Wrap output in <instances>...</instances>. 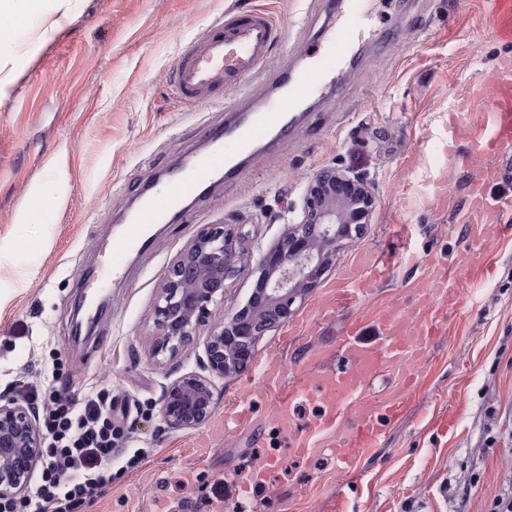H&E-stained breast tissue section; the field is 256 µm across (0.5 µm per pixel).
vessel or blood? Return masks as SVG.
Returning <instances> with one entry per match:
<instances>
[{"mask_svg":"<svg viewBox=\"0 0 512 512\" xmlns=\"http://www.w3.org/2000/svg\"><path fill=\"white\" fill-rule=\"evenodd\" d=\"M363 0H344V9L312 53L310 64L289 70V87L274 108L240 110L223 128L208 132L211 149L193 154L171 174L170 186L161 195L148 197L112 243L113 268L124 266L129 253H146L144 227L170 216L182 215L186 198L209 188L216 178L237 171L241 160L253 159L257 146L271 130L286 125L302 106L347 66L361 39L356 16ZM484 16L493 36L512 43V0H485ZM277 30L265 11L251 9L230 13L224 23L201 35L185 53L174 71L173 86L181 104L192 105L222 96L225 90L240 88L242 80L265 63ZM479 112H471L472 104ZM470 115L448 124L451 143L461 141L469 152L451 151L452 165L471 170V201L464 219L470 223L477 243L490 244L512 227V197L487 196V183L503 179L508 160L504 151L512 146V63L504 62L486 70L471 85L462 101ZM236 145L226 154L225 141ZM489 156V163L474 164L473 154ZM393 236L398 243L394 256L385 258L366 250L340 275L335 288L316 305L320 317L335 310L366 302L373 283L386 275L394 261L415 260L416 251L409 225L397 224ZM431 287L419 289L414 308L395 306L382 309L374 318V340L363 336V325L350 323L332 347L313 349L304 356L292 382L284 380V361L274 352L260 360L255 375L271 402L266 420L287 433L290 445L300 453L330 455L339 473L353 471L367 449L377 447L387 432L386 423L398 419L410 402L422 376L420 364L429 344L444 333L449 312L462 296L460 280L449 278L445 269L431 267ZM395 373L397 386L380 395L371 393L375 380ZM315 408L307 431L291 430L296 405ZM252 422L249 399L232 402L224 410L225 432H237Z\"/></svg>","mask_w":512,"mask_h":512,"instance_id":"b4317fda","label":"vessel or blood"}]
</instances>
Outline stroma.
<instances>
[{
    "instance_id": "obj_1",
    "label": "stroma",
    "mask_w": 512,
    "mask_h": 512,
    "mask_svg": "<svg viewBox=\"0 0 512 512\" xmlns=\"http://www.w3.org/2000/svg\"><path fill=\"white\" fill-rule=\"evenodd\" d=\"M249 9L269 12L280 33L267 62L242 81L249 104L264 109L327 24L305 0H74L68 15L54 14L50 38L42 20L18 34L11 96L0 105V396L16 400L40 385L58 357L53 392L77 399L111 386L112 485L87 512H211L219 481L229 491L226 512H493L496 499L512 495V232L478 245L432 199L444 177L455 208L467 200L466 172H442L454 92L512 59L484 24L482 0H367L358 19L366 45L351 67L235 177L190 203L191 222L147 226L150 256L130 255L111 271L126 205L166 186L167 171L187 154L206 150V131L223 127L239 103L228 90L183 107L172 92L180 57L230 12ZM328 168L367 177L371 222L288 319L259 338L256 359L280 351L294 377L303 347L334 340L385 304L411 306L423 269L400 263L364 306L323 321L312 311L361 250L394 249L398 221L412 224L420 256L449 262L469 283L403 416L343 476L332 459L299 456L287 435L268 429L262 392L253 395L252 425L225 434V406L246 393L240 374L214 379L201 425L169 427L164 390L203 372L206 338L153 359L157 296L197 233L227 224L243 237L220 311L232 315L256 285L260 254L300 220L309 180ZM46 184L56 188L51 205L41 195ZM292 333L300 345L284 346ZM269 452L276 462L265 485L242 493ZM137 453L142 463L128 468Z\"/></svg>"
}]
</instances>
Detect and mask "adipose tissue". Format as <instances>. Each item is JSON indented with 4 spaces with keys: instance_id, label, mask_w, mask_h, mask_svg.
<instances>
[{
    "instance_id": "1",
    "label": "adipose tissue",
    "mask_w": 512,
    "mask_h": 512,
    "mask_svg": "<svg viewBox=\"0 0 512 512\" xmlns=\"http://www.w3.org/2000/svg\"><path fill=\"white\" fill-rule=\"evenodd\" d=\"M71 0H0V105L11 95L19 31L40 17L68 8Z\"/></svg>"
}]
</instances>
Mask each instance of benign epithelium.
I'll use <instances>...</instances> for the list:
<instances>
[{"mask_svg":"<svg viewBox=\"0 0 512 512\" xmlns=\"http://www.w3.org/2000/svg\"><path fill=\"white\" fill-rule=\"evenodd\" d=\"M375 198L365 177L351 178L330 168L307 184L302 219L290 222L288 233L259 259L261 279L248 304L230 317L210 324L206 338L208 375L189 372L170 383L162 399L165 423L194 428L210 415L212 378L245 372L254 359V345L292 313L295 301L320 281L336 251L360 236L370 221ZM242 250L225 225L201 229L169 268L155 306L157 351L176 353L193 341L224 302V283ZM42 430L36 412L13 399L0 402V493L26 490L39 458Z\"/></svg>","mask_w":512,"mask_h":512,"instance_id":"obj_1","label":"benign epithelium"}]
</instances>
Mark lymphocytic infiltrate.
I'll return each instance as SVG.
<instances>
[{"label": "lymphocytic infiltrate", "instance_id": "lymphocytic-infiltrate-1", "mask_svg": "<svg viewBox=\"0 0 512 512\" xmlns=\"http://www.w3.org/2000/svg\"><path fill=\"white\" fill-rule=\"evenodd\" d=\"M27 398L42 404V466L30 494H0V512H85L93 495L112 483L117 439L110 390L90 392L79 402L35 389Z\"/></svg>", "mask_w": 512, "mask_h": 512}]
</instances>
